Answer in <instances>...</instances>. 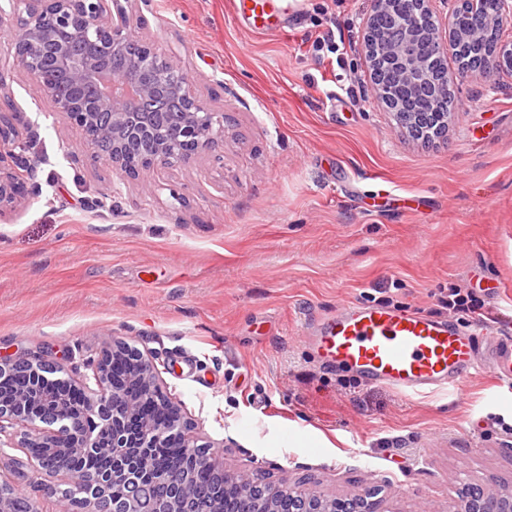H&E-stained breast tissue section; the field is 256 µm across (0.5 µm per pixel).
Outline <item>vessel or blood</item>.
Here are the masks:
<instances>
[{
    "label": "vessel or blood",
    "mask_w": 512,
    "mask_h": 512,
    "mask_svg": "<svg viewBox=\"0 0 512 512\" xmlns=\"http://www.w3.org/2000/svg\"><path fill=\"white\" fill-rule=\"evenodd\" d=\"M231 9L264 36L281 29L287 6L284 0H231ZM310 341L321 365L349 368L365 382L406 395L461 393L483 365L499 383L512 384V330L482 338L415 312L348 305L322 319Z\"/></svg>",
    "instance_id": "vessel-or-blood-1"
}]
</instances>
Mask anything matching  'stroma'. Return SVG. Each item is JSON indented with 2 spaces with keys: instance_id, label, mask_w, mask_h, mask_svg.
Listing matches in <instances>:
<instances>
[{
  "instance_id": "1",
  "label": "stroma",
  "mask_w": 512,
  "mask_h": 512,
  "mask_svg": "<svg viewBox=\"0 0 512 512\" xmlns=\"http://www.w3.org/2000/svg\"><path fill=\"white\" fill-rule=\"evenodd\" d=\"M288 6L258 37L229 0H133L136 32L227 117L222 146L135 179L91 156L0 38L41 186L0 214V354L124 339L226 470L448 512L462 484L512 486V390L481 369L464 397L407 396L321 369L307 336L348 303L444 319L453 288L512 314V70L456 85L446 136L424 142L371 98L372 0ZM332 27L342 54L315 57Z\"/></svg>"
}]
</instances>
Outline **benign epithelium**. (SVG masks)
Returning <instances> with one entry per match:
<instances>
[{
	"label": "benign epithelium",
	"instance_id": "obj_1",
	"mask_svg": "<svg viewBox=\"0 0 512 512\" xmlns=\"http://www.w3.org/2000/svg\"><path fill=\"white\" fill-rule=\"evenodd\" d=\"M20 23L10 49L18 63L35 80V92L51 101L56 111L81 132L92 156L121 176L137 177L159 166L185 163L209 150L224 138L225 114L207 108L193 91L187 73L174 56L163 55L138 36L125 7L130 0H7ZM433 0H417L418 8L404 22L403 41L388 49L400 67L399 78L412 87L430 75L436 60L448 58V45L465 33L473 41L484 30H468L455 15L443 26L422 29L420 17L433 14ZM394 0H373V9L363 27V47L368 61L378 47L376 19L393 10ZM107 30L108 38L101 37ZM427 41L429 51L422 50ZM59 68L65 82L47 78L45 63ZM143 68H152L155 80L140 81ZM164 88L165 101L180 107L176 122L157 124L151 112L156 90ZM0 212L40 187L28 182L34 164L28 145L19 137L17 109L5 98V78L0 75ZM124 358L129 375L118 377L113 363ZM83 370L57 378L82 394L83 404L65 408L41 394L49 377L64 366L54 367L42 359L0 357V377L19 373L25 385L10 399L0 400V447L23 452L33 443L53 448L46 457H36L35 473L63 476L70 484L68 496L58 501L57 512H139L141 468L130 448H155L177 440L186 448L183 463L159 478L168 495L156 501L155 512H192L197 500L190 485V471L207 467L224 476V488L241 502L261 501L263 512H279V500L288 495V508L322 512L327 503L334 512H400L394 503L379 497L375 486L350 497L328 494L306 480L288 487L261 485L247 473L224 468L223 452L197 444L194 424L184 415L183 404L166 390L150 355L130 351L127 342L111 344L89 353ZM152 400L167 407L170 422L155 426L143 416L140 401ZM112 450V470L74 478L64 459L72 451ZM15 485L0 476V512H42L31 499L19 504ZM449 512H512V492H494L476 484H463Z\"/></svg>",
	"mask_w": 512,
	"mask_h": 512
}]
</instances>
